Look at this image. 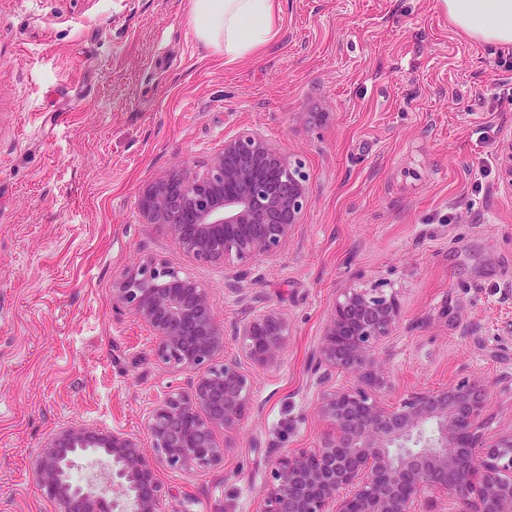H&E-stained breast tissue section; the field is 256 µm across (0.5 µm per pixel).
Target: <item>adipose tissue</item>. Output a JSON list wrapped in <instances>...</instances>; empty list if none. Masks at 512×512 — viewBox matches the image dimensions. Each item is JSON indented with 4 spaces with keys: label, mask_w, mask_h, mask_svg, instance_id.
<instances>
[{
    "label": "adipose tissue",
    "mask_w": 512,
    "mask_h": 512,
    "mask_svg": "<svg viewBox=\"0 0 512 512\" xmlns=\"http://www.w3.org/2000/svg\"><path fill=\"white\" fill-rule=\"evenodd\" d=\"M438 9L469 39L512 46V0H437ZM282 0H192L187 23L225 63L249 61L280 36Z\"/></svg>",
    "instance_id": "obj_1"
}]
</instances>
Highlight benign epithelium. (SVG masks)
Listing matches in <instances>:
<instances>
[{
	"mask_svg": "<svg viewBox=\"0 0 512 512\" xmlns=\"http://www.w3.org/2000/svg\"><path fill=\"white\" fill-rule=\"evenodd\" d=\"M307 203L300 165L253 131L224 141L199 171L179 170L139 198L150 224H162L203 263L224 264L232 294L253 260L275 258ZM112 298L153 331L156 357L188 374L187 388L159 399L146 419L154 454L132 433L67 427L37 451L33 471L42 496L59 512H163V467L211 468L224 462L250 402L240 356L270 366L288 340V321L269 309L236 327L242 355H226L224 328L206 289L164 261L129 270ZM400 322L396 298L382 288L343 292L316 352L317 367L370 379L376 350ZM329 433L311 450L284 449L273 461L260 512H512V426L486 434V385L465 378L421 390L391 405L362 388L323 393ZM107 459L106 485L73 482L74 459Z\"/></svg>",
	"mask_w": 512,
	"mask_h": 512,
	"instance_id": "benign-epithelium-1",
	"label": "benign epithelium"
}]
</instances>
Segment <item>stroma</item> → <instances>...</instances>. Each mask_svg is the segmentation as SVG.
<instances>
[{
  "label": "stroma",
  "instance_id": "1",
  "mask_svg": "<svg viewBox=\"0 0 512 512\" xmlns=\"http://www.w3.org/2000/svg\"><path fill=\"white\" fill-rule=\"evenodd\" d=\"M190 5L0 0V512H56L31 462L59 429L120 428L152 452L145 419L187 376L112 298L151 259L203 284L227 353L263 305L289 325L278 363L241 362L250 404L224 463L161 470L164 512H259L276 456L329 431L327 390L391 404L475 375L487 434L512 425V47L462 36L435 0H283L278 41L228 65ZM244 130L301 163L308 197L235 296L138 196ZM381 283L402 315L382 379L316 369L341 292Z\"/></svg>",
  "mask_w": 512,
  "mask_h": 512
}]
</instances>
